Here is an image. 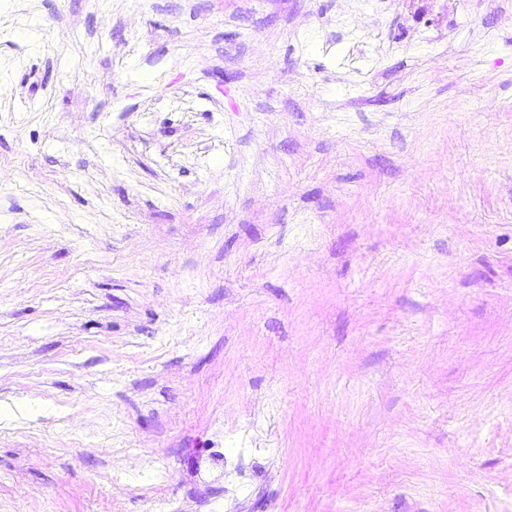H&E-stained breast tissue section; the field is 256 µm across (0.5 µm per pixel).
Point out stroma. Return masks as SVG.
Listing matches in <instances>:
<instances>
[{"instance_id":"stroma-1","label":"stroma","mask_w":512,"mask_h":512,"mask_svg":"<svg viewBox=\"0 0 512 512\" xmlns=\"http://www.w3.org/2000/svg\"><path fill=\"white\" fill-rule=\"evenodd\" d=\"M512 512V0H0V512Z\"/></svg>"}]
</instances>
